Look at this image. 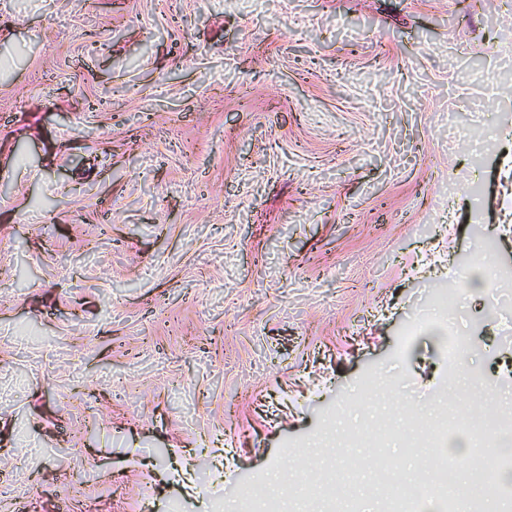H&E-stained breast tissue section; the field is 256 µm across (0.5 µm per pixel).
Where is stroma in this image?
<instances>
[{
  "instance_id": "obj_1",
  "label": "stroma",
  "mask_w": 512,
  "mask_h": 512,
  "mask_svg": "<svg viewBox=\"0 0 512 512\" xmlns=\"http://www.w3.org/2000/svg\"><path fill=\"white\" fill-rule=\"evenodd\" d=\"M507 273L506 0H0V512H378L350 435L512 411Z\"/></svg>"
}]
</instances>
